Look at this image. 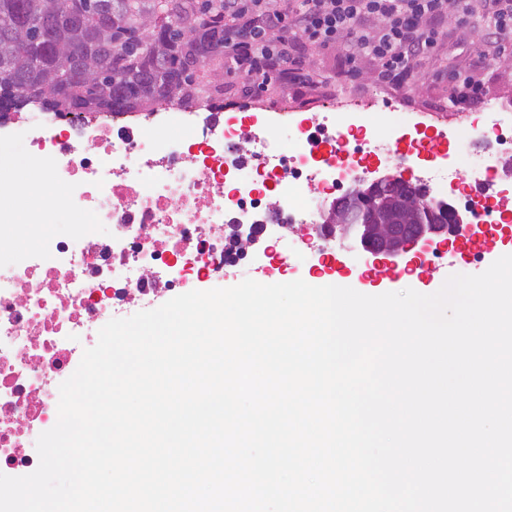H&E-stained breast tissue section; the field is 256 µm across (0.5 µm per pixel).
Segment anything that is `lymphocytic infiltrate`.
Listing matches in <instances>:
<instances>
[{"label":"lymphocytic infiltrate","mask_w":512,"mask_h":512,"mask_svg":"<svg viewBox=\"0 0 512 512\" xmlns=\"http://www.w3.org/2000/svg\"><path fill=\"white\" fill-rule=\"evenodd\" d=\"M224 55L231 74L257 90L287 81L313 83L305 50H342L348 63L375 65L377 83L409 89L422 78H447L456 107L480 103L489 89L474 70L451 76L431 69L448 40L449 24L480 16L499 58L512 56V0H222Z\"/></svg>","instance_id":"lymphocytic-infiltrate-1"}]
</instances>
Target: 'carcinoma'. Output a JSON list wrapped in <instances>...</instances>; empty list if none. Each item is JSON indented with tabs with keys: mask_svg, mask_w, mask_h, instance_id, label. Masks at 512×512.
<instances>
[{
	"mask_svg": "<svg viewBox=\"0 0 512 512\" xmlns=\"http://www.w3.org/2000/svg\"><path fill=\"white\" fill-rule=\"evenodd\" d=\"M208 0H0V105L65 112H138L204 98L206 67L223 53L224 26ZM112 25L101 37L100 25ZM23 36L27 49L14 50ZM101 81L78 79L70 45Z\"/></svg>",
	"mask_w": 512,
	"mask_h": 512,
	"instance_id": "1",
	"label": "carcinoma"
}]
</instances>
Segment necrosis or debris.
Here are the masks:
<instances>
[{"mask_svg":"<svg viewBox=\"0 0 512 512\" xmlns=\"http://www.w3.org/2000/svg\"><path fill=\"white\" fill-rule=\"evenodd\" d=\"M355 106L333 96L313 113L282 105L220 115L175 101L166 120L147 112L134 124L123 112L59 124L36 109L14 116L24 138L0 135V256L10 258L0 268V473L37 468L36 440L57 421L59 386L112 318L222 280L255 259L271 224L284 247L267 251L269 266L349 251L321 209L372 168L416 167L429 183L467 156L457 199L478 224L503 220L494 201L505 194L499 166L512 159V125L500 115L512 103L491 95L452 118L433 108L426 123L400 128L405 158L375 139L373 125L338 128L337 113ZM284 131L287 153L269 145ZM342 133L351 143L337 155ZM48 213L71 233L16 231L18 220L35 227ZM98 224L107 235L96 234Z\"/></svg>","mask_w":512,"mask_h":512,"instance_id":"4bbe7bcc","label":"necrosis or debris"}]
</instances>
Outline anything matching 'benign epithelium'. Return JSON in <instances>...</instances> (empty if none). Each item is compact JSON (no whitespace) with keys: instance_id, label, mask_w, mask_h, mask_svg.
<instances>
[{"instance_id":"7a95c632","label":"benign epithelium","mask_w":512,"mask_h":512,"mask_svg":"<svg viewBox=\"0 0 512 512\" xmlns=\"http://www.w3.org/2000/svg\"><path fill=\"white\" fill-rule=\"evenodd\" d=\"M397 186L408 192L395 197ZM432 203L430 190L415 191L411 180L386 173L371 182L363 178L332 199L323 211V223L352 236L357 252L398 265L413 249L445 241L471 223L469 210L445 201L440 215Z\"/></svg>"}]
</instances>
